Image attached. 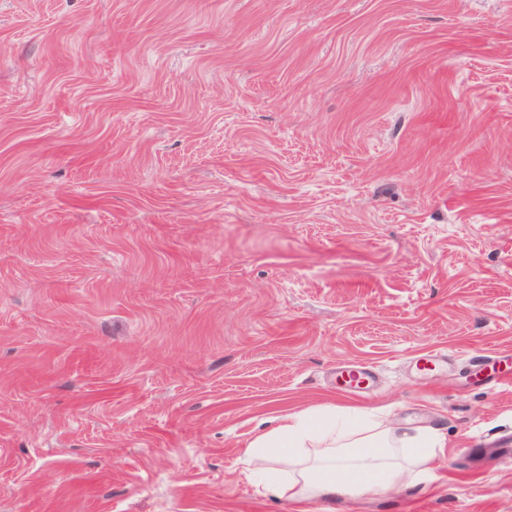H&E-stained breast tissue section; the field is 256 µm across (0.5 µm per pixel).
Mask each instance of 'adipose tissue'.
<instances>
[{
	"mask_svg": "<svg viewBox=\"0 0 512 512\" xmlns=\"http://www.w3.org/2000/svg\"><path fill=\"white\" fill-rule=\"evenodd\" d=\"M447 446L436 428L395 429L366 411L323 404L271 418L248 455L262 495L324 503L416 480Z\"/></svg>",
	"mask_w": 512,
	"mask_h": 512,
	"instance_id": "adipose-tissue-1",
	"label": "adipose tissue"
}]
</instances>
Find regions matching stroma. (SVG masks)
Here are the masks:
<instances>
[{
  "mask_svg": "<svg viewBox=\"0 0 512 512\" xmlns=\"http://www.w3.org/2000/svg\"><path fill=\"white\" fill-rule=\"evenodd\" d=\"M494 352L512 0H0V512H512ZM326 403L448 450L260 494L259 421ZM337 383L339 386L362 393L370 388L373 373L368 368H344L338 372Z\"/></svg>",
  "mask_w": 512,
  "mask_h": 512,
  "instance_id": "35a3bbf8",
  "label": "stroma"
}]
</instances>
